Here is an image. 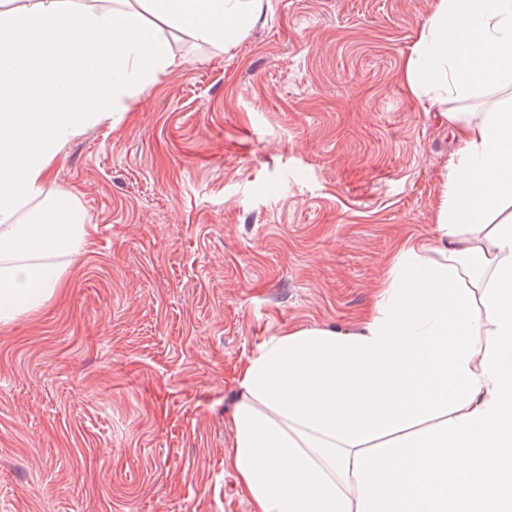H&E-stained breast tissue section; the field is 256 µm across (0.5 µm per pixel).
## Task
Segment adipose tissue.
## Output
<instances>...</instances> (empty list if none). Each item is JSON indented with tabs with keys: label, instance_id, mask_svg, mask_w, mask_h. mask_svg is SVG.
<instances>
[{
	"label": "adipose tissue",
	"instance_id": "ef3b65f1",
	"mask_svg": "<svg viewBox=\"0 0 512 512\" xmlns=\"http://www.w3.org/2000/svg\"><path fill=\"white\" fill-rule=\"evenodd\" d=\"M264 0L0 4V326L64 284L91 226L52 189L64 146L134 111L170 32L232 44ZM451 146L436 237L399 242L359 327L264 341L241 373L234 466L252 512H512V0H434L401 76Z\"/></svg>",
	"mask_w": 512,
	"mask_h": 512
}]
</instances>
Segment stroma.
<instances>
[{
    "label": "stroma",
    "instance_id": "35a3bbf8",
    "mask_svg": "<svg viewBox=\"0 0 512 512\" xmlns=\"http://www.w3.org/2000/svg\"><path fill=\"white\" fill-rule=\"evenodd\" d=\"M432 0H264L173 45L137 108L71 140L92 226L65 286L0 326V512H251L236 380L268 337L354 328L432 236L448 127L400 76Z\"/></svg>",
    "mask_w": 512,
    "mask_h": 512
}]
</instances>
